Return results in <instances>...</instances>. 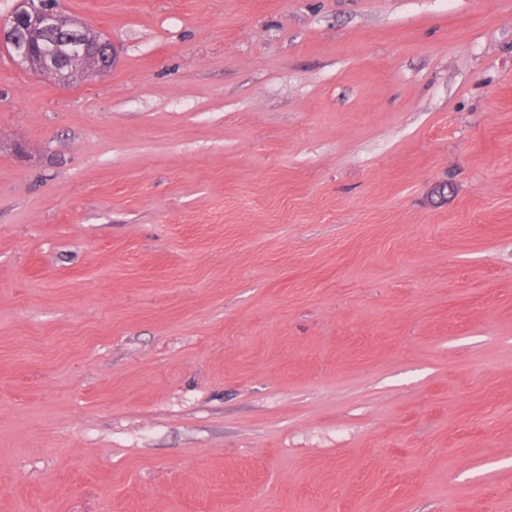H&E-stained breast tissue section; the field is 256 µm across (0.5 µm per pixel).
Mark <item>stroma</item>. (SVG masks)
Returning a JSON list of instances; mask_svg holds the SVG:
<instances>
[{
  "mask_svg": "<svg viewBox=\"0 0 512 512\" xmlns=\"http://www.w3.org/2000/svg\"><path fill=\"white\" fill-rule=\"evenodd\" d=\"M0 50V512H512V0H58ZM11 17L0 25V49L26 69L47 74L59 84L70 85L79 79H91L110 70L115 54L108 37H90L83 42L79 55L66 66L58 63L65 54L64 43L47 44V33L78 32L85 28L80 19L63 11L52 1L17 0ZM11 20V23H10ZM10 23V24H9Z\"/></svg>",
  "mask_w": 512,
  "mask_h": 512,
  "instance_id": "1",
  "label": "stroma"
}]
</instances>
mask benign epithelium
<instances>
[{"label":"benign epithelium","instance_id":"1","mask_svg":"<svg viewBox=\"0 0 512 512\" xmlns=\"http://www.w3.org/2000/svg\"><path fill=\"white\" fill-rule=\"evenodd\" d=\"M85 28L80 19L63 11L51 0H17L11 23L0 25V49L17 65L47 74L62 85L79 79H91L108 70L115 63V54L109 38L95 36L83 42L74 61L66 66L58 63L65 54V44H47V33L78 32Z\"/></svg>","mask_w":512,"mask_h":512}]
</instances>
